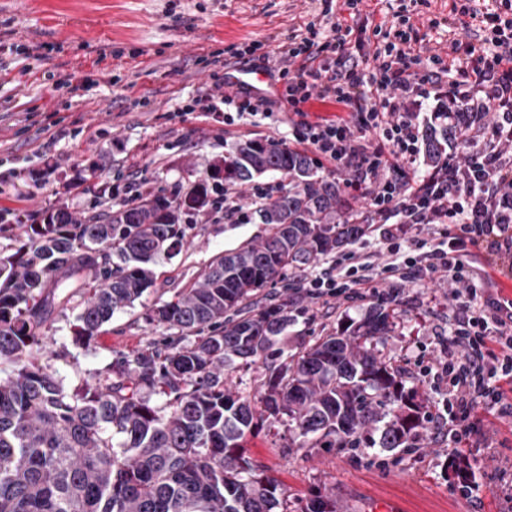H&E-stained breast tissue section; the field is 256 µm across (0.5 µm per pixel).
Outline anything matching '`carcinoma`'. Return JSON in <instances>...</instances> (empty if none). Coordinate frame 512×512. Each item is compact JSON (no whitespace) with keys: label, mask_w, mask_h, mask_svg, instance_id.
<instances>
[{"label":"carcinoma","mask_w":512,"mask_h":512,"mask_svg":"<svg viewBox=\"0 0 512 512\" xmlns=\"http://www.w3.org/2000/svg\"><path fill=\"white\" fill-rule=\"evenodd\" d=\"M461 127L425 131L434 162ZM279 172L288 187L256 209L264 232L215 257L197 279L146 314L169 334L120 351L70 387L41 363L43 325L75 297V341H95L115 312L155 285L157 260L182 246L181 214H208L223 183ZM21 245L0 253V512H288L287 488L241 451L266 418L287 417L310 448L369 444L413 453L430 444L431 419L410 372L377 344L391 313L372 295L364 317L282 359L278 336L307 313L296 307L300 269L364 237L370 225L336 177L306 152L248 140L172 198L150 191L81 219L52 209L20 224ZM262 364L254 400L228 384L235 363ZM165 397L161 406L144 396ZM301 512H338L333 498Z\"/></svg>","instance_id":"carcinoma-1"}]
</instances>
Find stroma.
Masks as SVG:
<instances>
[{"instance_id": "1", "label": "stroma", "mask_w": 512, "mask_h": 512, "mask_svg": "<svg viewBox=\"0 0 512 512\" xmlns=\"http://www.w3.org/2000/svg\"><path fill=\"white\" fill-rule=\"evenodd\" d=\"M321 0H0V41L15 45L0 55V249L15 247L8 224L40 223L46 210L65 205L82 218L100 203L128 195V185L173 196L223 158L237 142L254 138L249 125L227 126L187 111L202 88L225 82L233 47L256 41L269 47L319 21ZM33 45L41 54L30 53ZM247 220L190 224V244L160 259L159 274L134 308L118 312L91 345L74 340L79 305L56 310L42 357L71 385L102 370L114 351L161 336L144 316L171 300L217 255L263 232L252 189H241ZM472 282L512 298V270L489 263L483 246L471 250ZM397 292L394 329L382 352L407 367L439 414L446 384L426 374L451 334L457 306L447 279L377 282ZM314 320L297 319L279 338L284 352L360 319L368 299L301 298ZM286 420H267L247 438L244 452L283 484L295 505L335 493L344 512H512V419L485 416L480 432L434 441L420 454L362 455L345 450L288 446ZM460 449L478 493L464 494L447 468Z\"/></svg>"}]
</instances>
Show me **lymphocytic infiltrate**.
<instances>
[{
  "label": "lymphocytic infiltrate",
  "instance_id": "1",
  "mask_svg": "<svg viewBox=\"0 0 512 512\" xmlns=\"http://www.w3.org/2000/svg\"><path fill=\"white\" fill-rule=\"evenodd\" d=\"M361 2L342 0L349 15L343 22L333 0H323L321 21L308 22L301 37L264 52L246 44L235 56L259 59L264 71L286 77L282 99L289 111L326 99L348 108L347 120L306 125L294 130L293 140L331 170L347 172L345 188L380 225L382 273L411 282L440 273L458 283L460 316L442 343L447 359L440 365L451 387L448 422L436 424L434 433L449 426L465 435L486 408L512 418V301L478 295L467 261L469 246L482 243L512 265V156L502 150L512 145V0H493L483 9L477 0H452L448 25L456 37L443 55L427 40L438 20L405 6L395 20L374 25L372 50L351 42L353 32L365 28ZM431 100L452 121L463 106L494 119L465 127L464 156L449 155L423 172L419 116ZM196 102L228 125L272 129L278 122L271 101L248 90L227 95L207 89ZM416 224L447 225L445 247L411 235ZM373 280L370 263L351 253L301 283L318 299L369 289Z\"/></svg>",
  "mask_w": 512,
  "mask_h": 512
}]
</instances>
